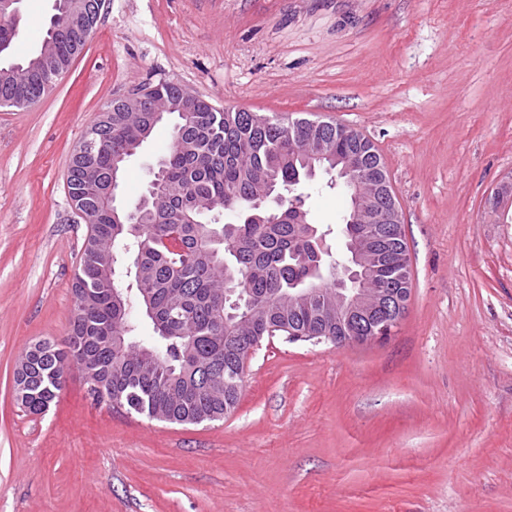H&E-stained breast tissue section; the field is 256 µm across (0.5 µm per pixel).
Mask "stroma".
<instances>
[{
    "label": "stroma",
    "instance_id": "obj_1",
    "mask_svg": "<svg viewBox=\"0 0 512 512\" xmlns=\"http://www.w3.org/2000/svg\"><path fill=\"white\" fill-rule=\"evenodd\" d=\"M54 0H22L18 55ZM171 81L219 108L326 118L378 148L411 262L385 343L277 336L233 414L176 425L116 411L71 369L14 397L21 351L62 341L89 226L66 178L102 106ZM125 164L133 206L170 144ZM512 0H104L81 55L26 109L0 108V512H512ZM341 223L331 175L302 187Z\"/></svg>",
    "mask_w": 512,
    "mask_h": 512
}]
</instances>
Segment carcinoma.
Segmentation results:
<instances>
[{
	"label": "carcinoma",
	"instance_id": "carcinoma-1",
	"mask_svg": "<svg viewBox=\"0 0 512 512\" xmlns=\"http://www.w3.org/2000/svg\"><path fill=\"white\" fill-rule=\"evenodd\" d=\"M18 29L0 23V104H37L47 93L50 76L34 57H14ZM52 63L68 67L86 40L79 35H44ZM149 105L132 112L121 99L106 104L94 126L98 146L90 155L74 153L67 180L76 209L93 217L74 277L75 301L85 307L70 322L59 345L43 340L18 361L16 399L25 412L40 415L61 390L64 370L83 375L93 399L171 424L193 425L232 413L243 385L224 384V370L239 363L244 351L271 336L344 345V316L336 307L301 300L315 284L336 287V263L343 251H320L312 242L326 240L308 219L297 192L312 177L307 146H322L324 163L349 162L382 187V204L396 200L374 145L361 133L334 120L218 109L178 84L146 88ZM173 110L176 122L163 153L156 187L159 205L144 224H129L122 210L107 206L84 181L87 167L100 180L122 171L139 147L137 138L152 108ZM224 209L238 222L215 224L209 215ZM376 245L403 259L402 269L381 263L368 279L393 288H364L360 320H382V294L410 295V260L401 224H385ZM130 246L136 262L123 268L110 260L109 248ZM234 289L255 302L252 317L217 313L225 290ZM150 321L153 334L141 333Z\"/></svg>",
	"mask_w": 512,
	"mask_h": 512
}]
</instances>
